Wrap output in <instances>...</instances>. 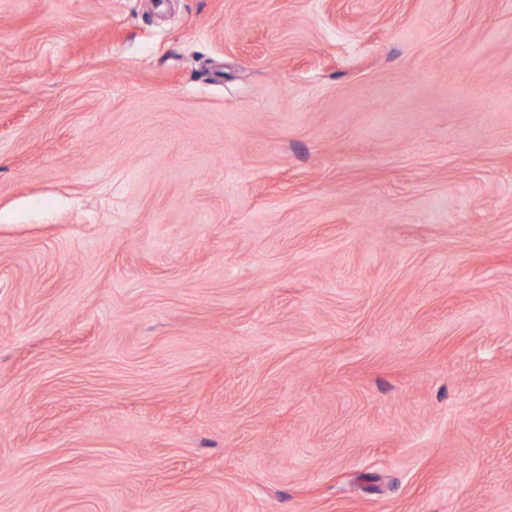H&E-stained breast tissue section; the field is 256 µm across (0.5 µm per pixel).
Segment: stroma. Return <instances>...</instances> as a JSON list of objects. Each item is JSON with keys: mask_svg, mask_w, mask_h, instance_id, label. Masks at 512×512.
Segmentation results:
<instances>
[{"mask_svg": "<svg viewBox=\"0 0 512 512\" xmlns=\"http://www.w3.org/2000/svg\"><path fill=\"white\" fill-rule=\"evenodd\" d=\"M0 512H512V0H0Z\"/></svg>", "mask_w": 512, "mask_h": 512, "instance_id": "obj_1", "label": "stroma"}]
</instances>
